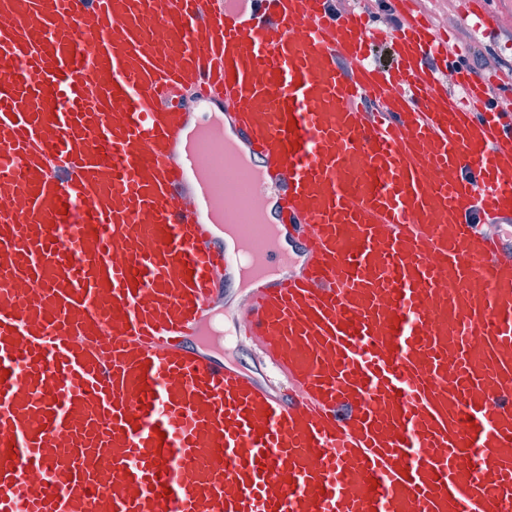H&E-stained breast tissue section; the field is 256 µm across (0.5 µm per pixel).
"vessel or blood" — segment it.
Returning <instances> with one entry per match:
<instances>
[{
    "instance_id": "obj_1",
    "label": "vessel or blood",
    "mask_w": 512,
    "mask_h": 512,
    "mask_svg": "<svg viewBox=\"0 0 512 512\" xmlns=\"http://www.w3.org/2000/svg\"><path fill=\"white\" fill-rule=\"evenodd\" d=\"M413 4L0 0V512H512V77Z\"/></svg>"
}]
</instances>
